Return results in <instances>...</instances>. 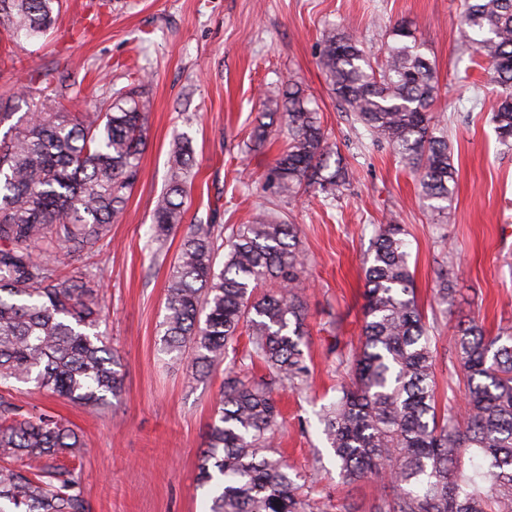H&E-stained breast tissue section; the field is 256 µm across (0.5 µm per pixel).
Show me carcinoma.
I'll return each mask as SVG.
<instances>
[{"instance_id":"cac0c4a2","label":"carcinoma","mask_w":512,"mask_h":512,"mask_svg":"<svg viewBox=\"0 0 512 512\" xmlns=\"http://www.w3.org/2000/svg\"><path fill=\"white\" fill-rule=\"evenodd\" d=\"M60 0H0V23L26 37L55 25ZM460 25L501 91L491 107L498 142L512 150V0H464ZM384 60L344 27L325 30L318 56L338 105L418 175L421 196L444 212L456 169L433 122L436 81L415 30L398 21ZM73 85L50 70L24 95L43 99L0 139V385L23 383L98 411L121 395L124 374L101 326L93 277L60 273L57 258L100 254L137 182L149 98L116 92L87 112L62 104ZM279 115L287 149L265 180L279 198L336 197L349 173L318 109L296 84L262 102ZM172 174L150 226L161 242L182 223L193 148L170 149ZM297 227L263 212L252 224H189L173 264L161 324L165 348L193 373L227 358L241 332L265 374L225 369L216 417L201 450L198 482L208 512H327L302 491L276 455L281 425L276 385L301 392L311 368L303 346L299 288L305 259ZM405 229H376L366 260L363 324L357 343L336 350V397L319 424L341 483L380 485L368 512H512V326L486 334L474 319L453 326L455 400L440 404L433 327L415 295ZM85 443L61 419L21 412L0 396V512H89L71 471L31 462L77 457Z\"/></svg>"}]
</instances>
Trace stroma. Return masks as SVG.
Masks as SVG:
<instances>
[{
	"label": "stroma",
	"instance_id": "1",
	"mask_svg": "<svg viewBox=\"0 0 512 512\" xmlns=\"http://www.w3.org/2000/svg\"><path fill=\"white\" fill-rule=\"evenodd\" d=\"M463 0H62L57 23L35 41L15 40L0 24V108L23 115L32 100L19 94L33 69L75 80L74 111L92 107L109 89L145 84L151 100L139 179L121 223L95 259L103 285L112 352L124 373L120 398L91 412L24 385L0 388L26 412L68 420L83 437L67 465L80 481L90 512H204L197 486L200 451L224 383L223 367L195 376L187 361L162 351L166 289L182 234L164 245L148 241L157 196L170 175L168 143L189 138L194 150L188 224L218 213L221 224L251 223L269 196L264 175L286 148L271 126L254 143L261 99L296 82L319 106L351 177L333 199L302 196L280 204L298 228L307 258L301 279L307 311L308 390H280L284 424L275 448L300 473L312 497L340 512H360L373 483L342 486L319 431L318 413L335 395V345L356 338L362 324L363 262L378 225L403 224L420 305L433 322L440 400L450 386L451 328L478 319L488 332L512 325V254L503 249L512 225V153H502L489 120L496 87L463 43ZM416 29L436 72L435 119L445 126L458 170L447 213L419 198L415 174L365 127L340 111L317 65L322 32L354 30L380 52L398 20ZM448 283L453 299L434 294Z\"/></svg>",
	"mask_w": 512,
	"mask_h": 512
}]
</instances>
